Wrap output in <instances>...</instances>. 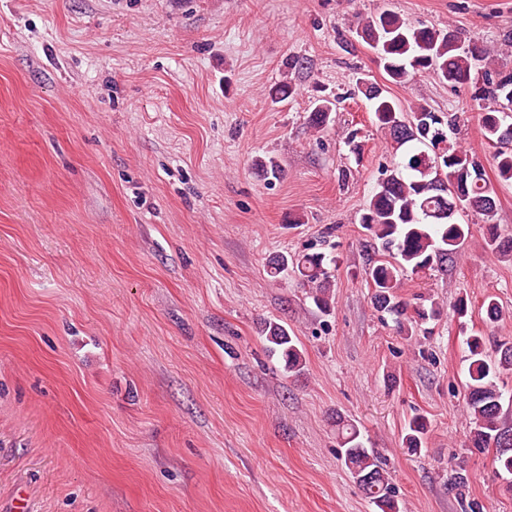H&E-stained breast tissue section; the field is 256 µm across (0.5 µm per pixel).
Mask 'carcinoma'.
Here are the masks:
<instances>
[{
  "instance_id": "cac0c4a2",
  "label": "carcinoma",
  "mask_w": 512,
  "mask_h": 512,
  "mask_svg": "<svg viewBox=\"0 0 512 512\" xmlns=\"http://www.w3.org/2000/svg\"><path fill=\"white\" fill-rule=\"evenodd\" d=\"M358 36L374 50L388 76L399 83L432 74L455 87H465L471 83L472 73L491 56L487 48L466 43L456 29L412 25L391 10L362 19ZM359 92L370 103L378 127L389 133L392 151L401 152L400 159L382 173L360 219L385 256L368 264L366 279L376 310L391 315L397 330L409 334L435 319L440 306L434 300L428 307L411 305L398 292L400 280L407 273L424 274L452 261L469 233V225L459 222L462 213L471 209L483 216L485 244L491 252L512 256V239L501 236L494 223L497 193L481 161L450 140L456 126L454 116L445 118L423 104L406 113L374 83L361 82ZM490 94L499 108L481 113V134L488 143L499 145L494 155L496 170L500 180L509 182L512 148L507 147L506 130L507 119L512 118V75L492 83ZM334 108L332 101H323L310 112L308 123L316 128L326 126ZM433 180L445 183L448 191L439 194L432 190L429 182ZM334 264L335 257L324 252L304 253L291 259L270 260L267 273L276 279L293 268L310 288L317 308L326 313L333 308L330 266ZM262 334L266 350L281 359L284 370L297 376L304 372V352L285 326L266 319ZM465 345L471 446L495 449L494 463L500 471L512 475V399L504 404L500 387L503 377L512 375V338L492 340L469 335ZM336 430L338 458L374 512H401L390 472L378 453L365 446L360 428L338 416ZM427 432L425 417L417 415L408 422L403 438L408 453L422 451ZM466 483V477L456 473L448 479V491L458 496L464 512H482L478 501L466 498Z\"/></svg>"
}]
</instances>
